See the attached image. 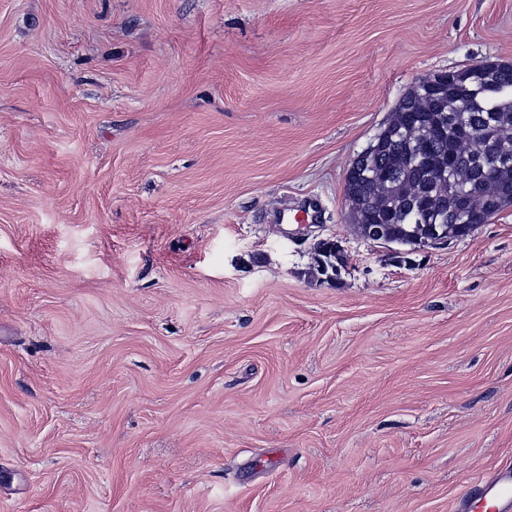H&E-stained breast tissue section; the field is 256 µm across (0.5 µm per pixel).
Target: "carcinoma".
Here are the masks:
<instances>
[{
	"label": "carcinoma",
	"mask_w": 512,
	"mask_h": 512,
	"mask_svg": "<svg viewBox=\"0 0 512 512\" xmlns=\"http://www.w3.org/2000/svg\"><path fill=\"white\" fill-rule=\"evenodd\" d=\"M419 96L411 95L399 103L384 127L388 135L374 140V151L361 161V175L353 183L356 204L350 211L353 224H386L397 237L417 239L427 235L428 228L408 214L407 207L419 192H431L439 201L437 222L452 239L461 235L453 223L455 202L448 188L437 182L438 171L448 167L449 142L437 137L433 127L448 123L457 109H465V117L476 133L491 127L501 149L512 155V69L491 75L465 68L448 75L439 90L430 94L431 104L422 108ZM412 133L419 139L427 159V171L405 162L391 149H401V137ZM456 183L467 186L480 183L485 189L483 203L493 206L502 200L503 192L512 187V166L490 176L475 157H457Z\"/></svg>",
	"instance_id": "carcinoma-1"
}]
</instances>
